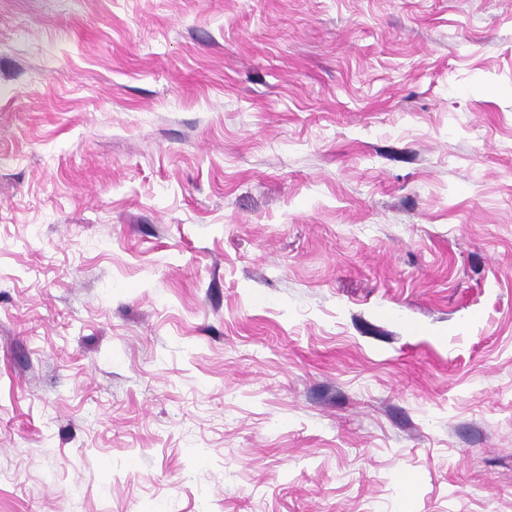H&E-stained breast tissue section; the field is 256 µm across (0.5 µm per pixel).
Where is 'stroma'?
<instances>
[{"mask_svg": "<svg viewBox=\"0 0 512 512\" xmlns=\"http://www.w3.org/2000/svg\"><path fill=\"white\" fill-rule=\"evenodd\" d=\"M0 512H512V0H0Z\"/></svg>", "mask_w": 512, "mask_h": 512, "instance_id": "1", "label": "stroma"}]
</instances>
